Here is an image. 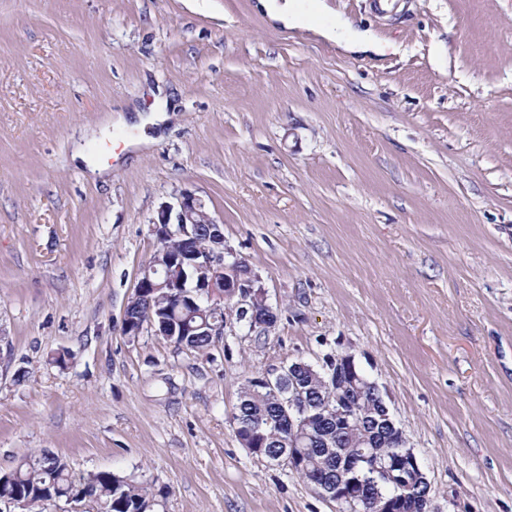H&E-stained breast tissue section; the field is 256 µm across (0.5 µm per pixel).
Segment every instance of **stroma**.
Returning a JSON list of instances; mask_svg holds the SVG:
<instances>
[{
    "label": "stroma",
    "instance_id": "1",
    "mask_svg": "<svg viewBox=\"0 0 512 512\" xmlns=\"http://www.w3.org/2000/svg\"><path fill=\"white\" fill-rule=\"evenodd\" d=\"M322 2L290 29L257 0H0V472L46 448L165 488L155 512H338L231 416L248 377L348 353L435 512H512V0ZM338 18L379 52L315 33ZM160 90L174 116L129 153L116 117ZM185 192L269 335H124Z\"/></svg>",
    "mask_w": 512,
    "mask_h": 512
}]
</instances>
